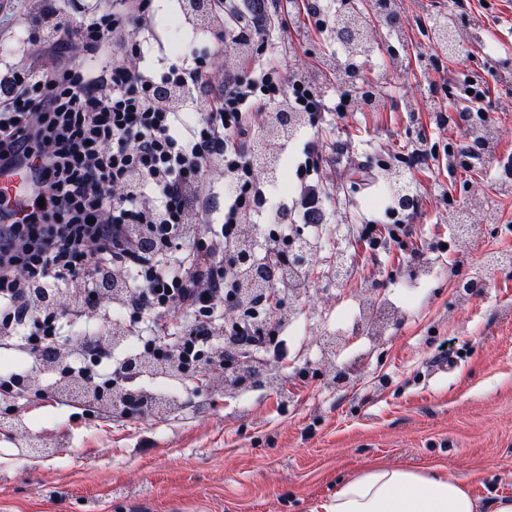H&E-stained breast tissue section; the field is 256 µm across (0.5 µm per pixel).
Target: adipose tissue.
Here are the masks:
<instances>
[{
	"instance_id": "1",
	"label": "adipose tissue",
	"mask_w": 512,
	"mask_h": 512,
	"mask_svg": "<svg viewBox=\"0 0 512 512\" xmlns=\"http://www.w3.org/2000/svg\"><path fill=\"white\" fill-rule=\"evenodd\" d=\"M323 512H482L458 476L375 465L346 481Z\"/></svg>"
}]
</instances>
